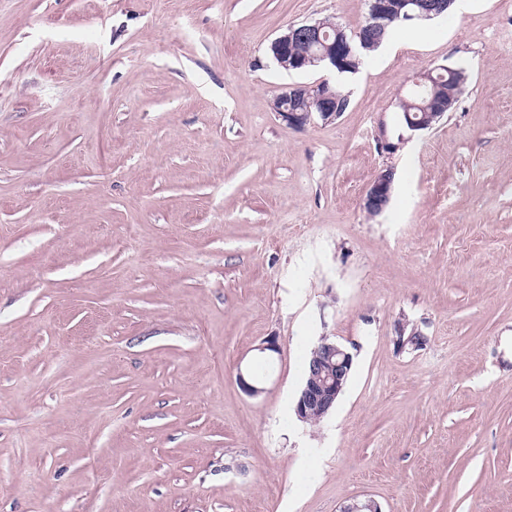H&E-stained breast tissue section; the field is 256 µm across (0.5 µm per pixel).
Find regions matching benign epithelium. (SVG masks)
Listing matches in <instances>:
<instances>
[{
  "label": "benign epithelium",
  "mask_w": 512,
  "mask_h": 512,
  "mask_svg": "<svg viewBox=\"0 0 512 512\" xmlns=\"http://www.w3.org/2000/svg\"><path fill=\"white\" fill-rule=\"evenodd\" d=\"M368 24L357 32L359 42L365 36H376L383 29V22L403 16L407 21L430 19L440 15L436 0H368ZM303 44L307 52L299 55L294 47ZM274 59L278 66L288 71L304 66L336 69L339 61H345L354 53L353 40L347 38L342 28L332 22L317 20L311 23L292 25L272 43ZM413 88L430 97L428 106L432 112L424 120L408 116L405 124L411 130H425L431 121L441 119L463 88L448 89L442 81L434 78V71L418 74ZM275 115L291 127L302 128L313 115L325 123L340 116L339 99L329 82L323 80L313 86L294 85L285 88L273 100ZM393 172L389 169L379 172L364 197L365 209L375 215L381 214L390 204ZM354 355L351 350L327 336L312 350L310 372L295 401L294 412L299 420L322 419L335 406L344 391L351 373ZM341 512H382L380 505L370 497H355L345 504Z\"/></svg>",
  "instance_id": "obj_1"
}]
</instances>
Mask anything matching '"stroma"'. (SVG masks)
I'll use <instances>...</instances> for the list:
<instances>
[{
    "label": "stroma",
    "instance_id": "35a3bbf8",
    "mask_svg": "<svg viewBox=\"0 0 512 512\" xmlns=\"http://www.w3.org/2000/svg\"><path fill=\"white\" fill-rule=\"evenodd\" d=\"M367 13L0 0V512H512V0L398 26L338 119L278 120L330 73L272 41ZM441 66L465 89L409 130ZM325 336L354 364L311 425ZM448 67H439L434 70H428L425 72H422L418 74L413 82L412 87L415 90L424 92L426 96L430 97L429 102L426 106L432 107V111L434 112H428V114H424L423 110L418 108H412L410 112H419V116H422L424 114V120H414L409 112H405L406 119L404 120L407 127L411 130H426L429 127H432L431 121L434 119L440 120L443 118L445 114H447L449 107L451 106L452 102L456 97H458L462 91L463 88L460 86H456L453 89L445 88L442 85V81L439 79L434 78V71L435 70H448ZM434 113V114H431ZM393 172L390 169L379 172L364 197V207L373 215L381 214L390 204ZM353 362L354 355L347 346L322 337L307 359L309 376L295 401L294 412L299 420H320L328 415L344 391Z\"/></svg>",
    "mask_w": 512,
    "mask_h": 512
}]
</instances>
